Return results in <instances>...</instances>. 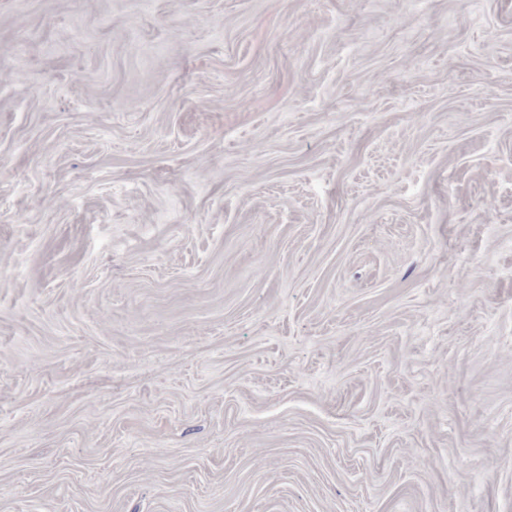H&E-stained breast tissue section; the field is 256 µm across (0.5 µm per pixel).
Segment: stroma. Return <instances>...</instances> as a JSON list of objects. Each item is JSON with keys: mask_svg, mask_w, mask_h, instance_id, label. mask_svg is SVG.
I'll list each match as a JSON object with an SVG mask.
<instances>
[{"mask_svg": "<svg viewBox=\"0 0 512 512\" xmlns=\"http://www.w3.org/2000/svg\"><path fill=\"white\" fill-rule=\"evenodd\" d=\"M0 512H512V0H0Z\"/></svg>", "mask_w": 512, "mask_h": 512, "instance_id": "35a3bbf8", "label": "stroma"}]
</instances>
